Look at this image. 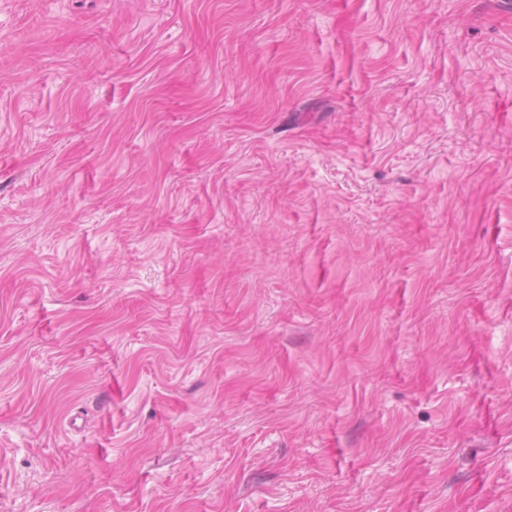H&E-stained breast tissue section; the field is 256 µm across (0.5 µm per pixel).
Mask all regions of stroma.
Segmentation results:
<instances>
[{
    "mask_svg": "<svg viewBox=\"0 0 512 512\" xmlns=\"http://www.w3.org/2000/svg\"><path fill=\"white\" fill-rule=\"evenodd\" d=\"M0 512H512V0H0Z\"/></svg>",
    "mask_w": 512,
    "mask_h": 512,
    "instance_id": "35a3bbf8",
    "label": "stroma"
}]
</instances>
